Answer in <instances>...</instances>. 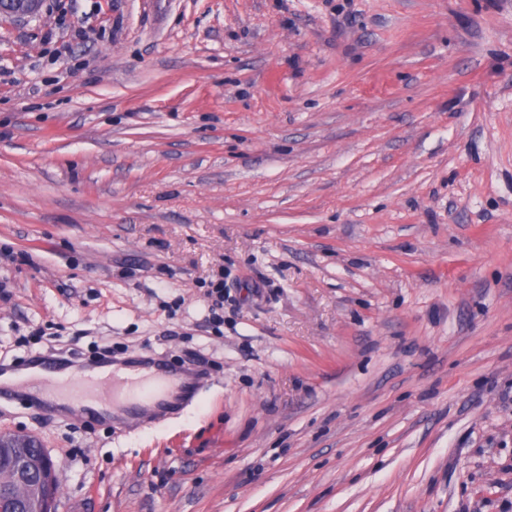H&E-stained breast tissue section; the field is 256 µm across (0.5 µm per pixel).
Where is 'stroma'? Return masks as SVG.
I'll use <instances>...</instances> for the list:
<instances>
[{
  "label": "stroma",
  "instance_id": "1",
  "mask_svg": "<svg viewBox=\"0 0 512 512\" xmlns=\"http://www.w3.org/2000/svg\"><path fill=\"white\" fill-rule=\"evenodd\" d=\"M104 344L203 377L0 402L56 512H512V0L0 15V359Z\"/></svg>",
  "mask_w": 512,
  "mask_h": 512
}]
</instances>
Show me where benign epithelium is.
I'll return each mask as SVG.
<instances>
[{"mask_svg":"<svg viewBox=\"0 0 512 512\" xmlns=\"http://www.w3.org/2000/svg\"><path fill=\"white\" fill-rule=\"evenodd\" d=\"M41 3L42 0H0V13L24 20L37 14ZM1 448H34L36 452L18 460L10 479L0 480V512H54L58 473L40 441L30 434H3Z\"/></svg>","mask_w":512,"mask_h":512,"instance_id":"benign-epithelium-1","label":"benign epithelium"}]
</instances>
